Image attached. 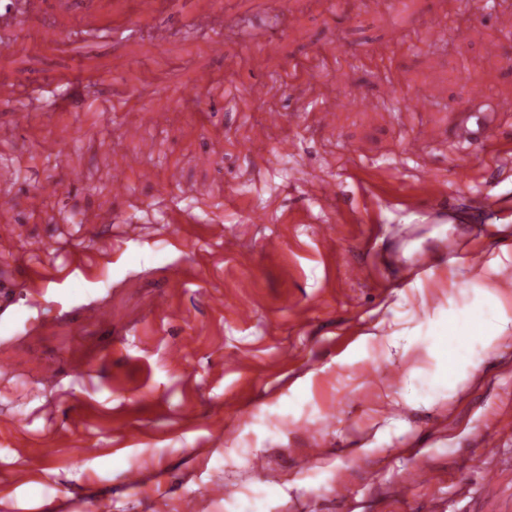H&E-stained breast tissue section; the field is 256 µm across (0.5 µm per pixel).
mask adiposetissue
Returning a JSON list of instances; mask_svg holds the SVG:
<instances>
[{
	"label": "adipose tissue",
	"instance_id": "adipose-tissue-1",
	"mask_svg": "<svg viewBox=\"0 0 512 512\" xmlns=\"http://www.w3.org/2000/svg\"><path fill=\"white\" fill-rule=\"evenodd\" d=\"M503 266V260L496 257L472 269V279L490 289L480 305L460 312L435 310L427 332L428 351L436 364L434 391H451L461 377L479 367L472 337H480L484 348L491 350L501 337L512 333V294L492 287Z\"/></svg>",
	"mask_w": 512,
	"mask_h": 512
}]
</instances>
